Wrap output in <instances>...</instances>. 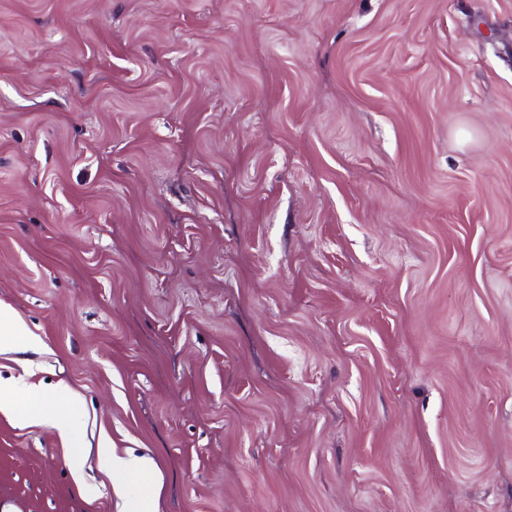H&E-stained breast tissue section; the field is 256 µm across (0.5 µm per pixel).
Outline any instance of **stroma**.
<instances>
[{"mask_svg":"<svg viewBox=\"0 0 512 512\" xmlns=\"http://www.w3.org/2000/svg\"><path fill=\"white\" fill-rule=\"evenodd\" d=\"M0 301V512H512V0H0ZM0 329L7 330L10 336L24 337L25 343L29 347H39V342L27 337L34 335L28 330L14 309L3 302H0ZM20 398L25 399L27 405H20ZM0 412L21 427L50 425L75 445L86 423L79 401L67 384H57L54 401L48 404L41 388L27 384L23 377L0 385ZM99 469L105 472L112 480L116 490H124L132 477H139L150 484H158L156 467L153 460L147 456L128 454L117 456L112 453L107 441L102 439L97 448Z\"/></svg>","mask_w":512,"mask_h":512,"instance_id":"1","label":"stroma"}]
</instances>
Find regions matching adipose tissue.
Returning a JSON list of instances; mask_svg holds the SVG:
<instances>
[{"mask_svg": "<svg viewBox=\"0 0 512 512\" xmlns=\"http://www.w3.org/2000/svg\"><path fill=\"white\" fill-rule=\"evenodd\" d=\"M0 413L22 427L49 425L56 428L69 442H77L85 425V416L69 386L57 384L53 402H46L41 388L23 379L0 385ZM97 460L100 470L112 480L115 489H125L130 478L137 477L148 483L158 480L153 460L146 456L129 454L119 456L107 443H99Z\"/></svg>", "mask_w": 512, "mask_h": 512, "instance_id": "ef3b65f1", "label": "adipose tissue"}]
</instances>
